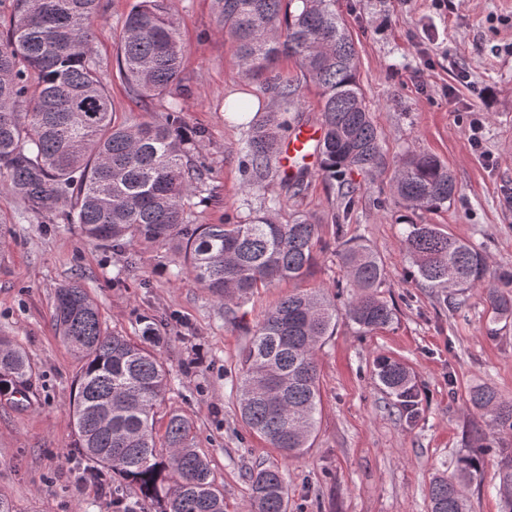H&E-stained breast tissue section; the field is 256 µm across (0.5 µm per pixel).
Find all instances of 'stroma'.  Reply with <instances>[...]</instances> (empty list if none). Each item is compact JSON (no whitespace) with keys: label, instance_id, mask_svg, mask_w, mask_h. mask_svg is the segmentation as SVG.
Instances as JSON below:
<instances>
[{"label":"stroma","instance_id":"stroma-1","mask_svg":"<svg viewBox=\"0 0 512 512\" xmlns=\"http://www.w3.org/2000/svg\"><path fill=\"white\" fill-rule=\"evenodd\" d=\"M134 0H100L93 46L118 116L161 118L167 100L140 106L112 78L122 20ZM185 48L184 90L175 99L186 124L204 132L198 156L207 169L203 198L192 199L190 221L221 224L269 211L287 223L304 214L322 238L358 237L381 258L387 277L381 296L393 322L361 335L340 320L316 353L321 411L311 448L284 457L241 421L233 384L241 352L264 314L296 289L283 281L233 302L217 301L193 284L181 254L163 242L114 246L89 242L77 226L30 214L0 188V223L13 235L0 244V334L27 353L32 386L25 398L0 397V494L15 512H156L139 491L87 467L76 446L69 400L79 372L52 323L56 288L79 279L109 330L158 337L169 369L157 429L179 412L194 421V446L209 460L224 492L225 512H247L249 469L276 466L288 487V512H427L430 481L470 453L472 434L485 428L469 393L488 385L512 399V319L495 318L479 292L452 310L443 294L408 279L406 224H435L456 238L487 242V284L512 271V0H336L358 51V78L377 126L383 162L350 176L356 206L342 229L337 182L308 170L299 196L280 177L246 191L240 148L249 131L225 113L229 99L259 103L256 121L279 99L248 77L219 21L214 0H170ZM298 79L300 108L293 126L320 122L321 98L300 80L295 59L277 63ZM479 119V132L470 122ZM409 151L431 154L454 175L459 195L435 211L410 208L393 194L394 163ZM275 207H268L270 198ZM404 363L420 392V414L392 409L374 375L377 358ZM501 459L483 454L481 479L463 487L472 512H499L489 488Z\"/></svg>","mask_w":512,"mask_h":512}]
</instances>
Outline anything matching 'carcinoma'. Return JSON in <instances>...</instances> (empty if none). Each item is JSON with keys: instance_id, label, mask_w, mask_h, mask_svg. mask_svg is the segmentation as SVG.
<instances>
[{"instance_id": "1", "label": "carcinoma", "mask_w": 512, "mask_h": 512, "mask_svg": "<svg viewBox=\"0 0 512 512\" xmlns=\"http://www.w3.org/2000/svg\"><path fill=\"white\" fill-rule=\"evenodd\" d=\"M99 0H13L0 36V178L10 194L53 224H76L92 242L114 245L172 241L184 253L195 285L217 300L240 299L260 285L302 281L321 243L319 225L303 214L278 224L255 215L234 224H192L186 202L204 184L193 159L204 132L186 127L172 103L159 121H116L93 48ZM224 33L245 71L277 92L279 110L253 126L241 152L247 189H260L279 169L281 132L299 109L294 79L276 70L280 57L298 60L302 76L321 90V169L339 188L347 174L381 164L377 129L357 76L356 49L335 0H216ZM184 46L169 0H137L122 21L115 77L139 101L181 86ZM30 112L18 108L27 98ZM394 192L414 209L454 202L456 181L438 158L411 153L396 165ZM409 276L442 292L482 289L499 317H512V272L484 287L487 244L470 243L435 224H409L403 239ZM336 256L358 288L344 309L322 288L296 290L256 325L242 351L236 393L240 418L287 458L310 447L321 402L316 351L339 316L370 334L390 325L394 309L378 295L386 273L367 244L352 240ZM53 321L81 362L70 411L84 457L135 486L161 512H224V493L207 457L192 446L194 424L171 413L156 432L157 407L168 381L155 349L103 328L85 286L57 289ZM33 369L25 352L0 336V395H26ZM376 377L397 409L418 405L403 363L383 358ZM475 410L491 427L512 432V400L488 385L471 390ZM495 440L477 433L472 454L429 484V512H469L461 486L478 471V456ZM250 512H287L284 474L265 467L247 475ZM501 512H512V455L491 480Z\"/></svg>"}]
</instances>
